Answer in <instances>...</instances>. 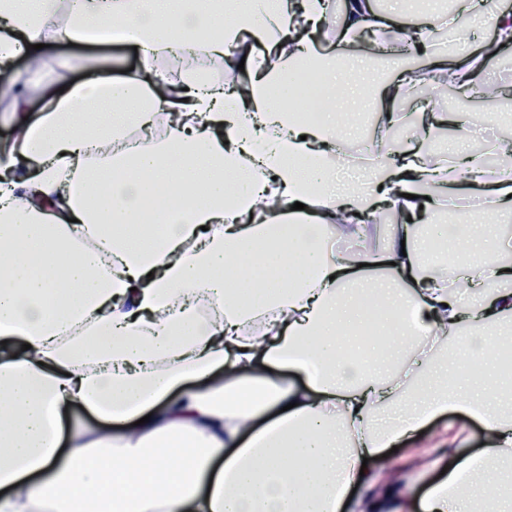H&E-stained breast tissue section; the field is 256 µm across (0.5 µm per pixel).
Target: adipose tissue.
Masks as SVG:
<instances>
[{
	"mask_svg": "<svg viewBox=\"0 0 512 512\" xmlns=\"http://www.w3.org/2000/svg\"><path fill=\"white\" fill-rule=\"evenodd\" d=\"M328 6L0 0L1 69L31 45H90L116 23L142 53L119 79L100 56L76 83L30 66L0 115L12 129L0 148V512H381L388 499L402 512L394 488L381 501L352 492L372 490L389 449L449 412L480 420L487 444L476 456L453 448L422 512H512L482 491L512 464V394L497 379L512 350L499 332L512 324V271L495 259L500 242L487 262L427 279L420 258L440 242L469 251V234L400 224L381 251L350 256L321 239L339 213L353 216L346 238L362 240L382 208L411 215L425 194L435 214L463 185L511 209L512 150L490 179L477 158H438L417 141L338 172L353 108L295 119L270 94L295 89L299 60L335 75V56L304 36L323 30ZM367 30L407 38L368 0H347L341 43ZM183 43L212 61L233 46L226 67L245 68V89L200 64L172 72L164 59ZM480 74L466 54H435L424 76L398 67L376 89L379 138L407 123L396 103L420 79ZM136 126L161 132L142 145L127 134ZM154 200L166 223L150 220ZM239 261L251 273L238 275ZM491 281L499 289L484 294ZM200 291L214 302L206 322ZM452 335L463 360L438 361ZM75 405L100 426L69 419Z\"/></svg>",
	"mask_w": 512,
	"mask_h": 512,
	"instance_id": "ef3b65f1",
	"label": "adipose tissue"
}]
</instances>
